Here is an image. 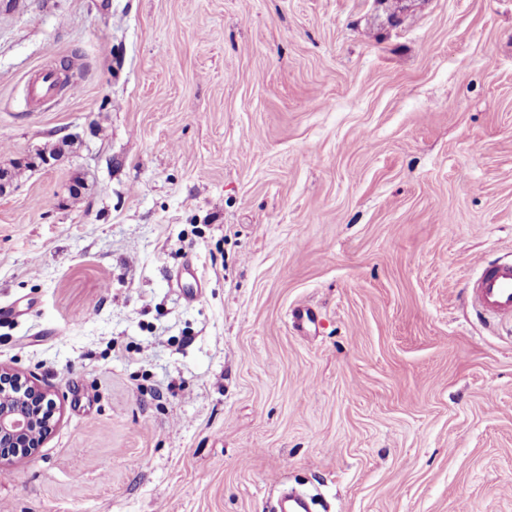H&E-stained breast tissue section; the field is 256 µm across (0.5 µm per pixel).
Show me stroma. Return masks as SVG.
Instances as JSON below:
<instances>
[{
	"instance_id": "obj_1",
	"label": "stroma",
	"mask_w": 512,
	"mask_h": 512,
	"mask_svg": "<svg viewBox=\"0 0 512 512\" xmlns=\"http://www.w3.org/2000/svg\"><path fill=\"white\" fill-rule=\"evenodd\" d=\"M26 158L0 364L54 423L0 512H512V326L469 296L512 258V0H0Z\"/></svg>"
}]
</instances>
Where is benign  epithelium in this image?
<instances>
[{
  "mask_svg": "<svg viewBox=\"0 0 512 512\" xmlns=\"http://www.w3.org/2000/svg\"><path fill=\"white\" fill-rule=\"evenodd\" d=\"M53 404L49 391L23 380L15 371L0 367V447H40L51 431L38 413V405Z\"/></svg>",
  "mask_w": 512,
  "mask_h": 512,
  "instance_id": "7a95c632",
  "label": "benign epithelium"
}]
</instances>
